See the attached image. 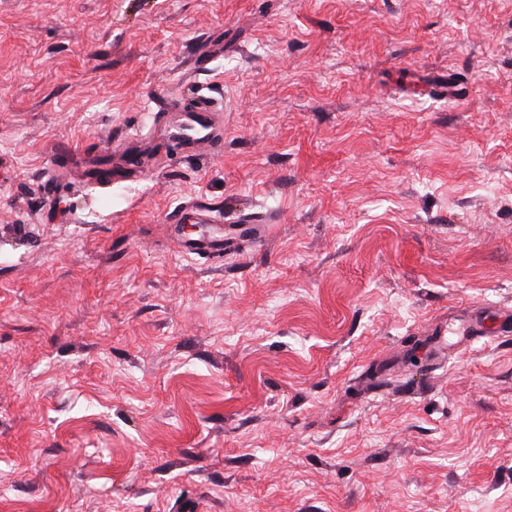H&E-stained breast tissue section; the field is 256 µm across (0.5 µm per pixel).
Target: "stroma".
<instances>
[{
	"instance_id": "1",
	"label": "stroma",
	"mask_w": 512,
	"mask_h": 512,
	"mask_svg": "<svg viewBox=\"0 0 512 512\" xmlns=\"http://www.w3.org/2000/svg\"><path fill=\"white\" fill-rule=\"evenodd\" d=\"M508 309L512 0H0V512H512ZM178 112L184 113L178 117L175 124L178 126L170 131V135L179 141L186 156H200L202 148L214 150L212 130L219 122L215 111L202 103L193 112Z\"/></svg>"
}]
</instances>
